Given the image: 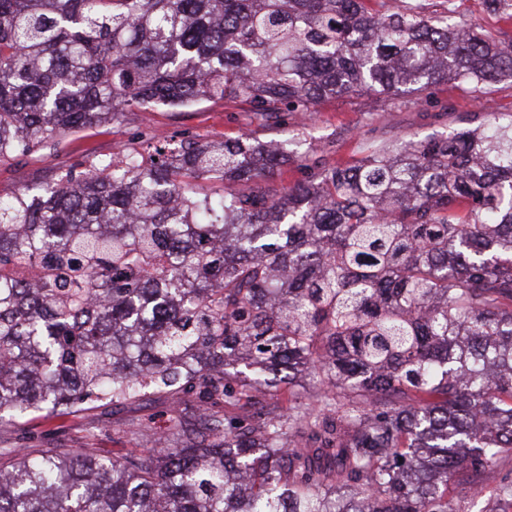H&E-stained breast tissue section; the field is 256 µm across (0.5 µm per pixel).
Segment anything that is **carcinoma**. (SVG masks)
Returning a JSON list of instances; mask_svg holds the SVG:
<instances>
[{"label": "carcinoma", "instance_id": "cac0c4a2", "mask_svg": "<svg viewBox=\"0 0 512 512\" xmlns=\"http://www.w3.org/2000/svg\"><path fill=\"white\" fill-rule=\"evenodd\" d=\"M372 2L0 0V162L155 106L512 77V40ZM284 159L167 143L0 199V420L196 400L121 458L7 450L0 512H458L448 482L512 455V120L293 187ZM423 448L431 492L406 476Z\"/></svg>", "mask_w": 512, "mask_h": 512}]
</instances>
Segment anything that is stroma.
<instances>
[{"label": "stroma", "mask_w": 512, "mask_h": 512, "mask_svg": "<svg viewBox=\"0 0 512 512\" xmlns=\"http://www.w3.org/2000/svg\"><path fill=\"white\" fill-rule=\"evenodd\" d=\"M491 117L512 119V77L478 92L445 83L413 95H343L321 100L312 111L284 112L266 122L233 105L203 101L189 108L160 106L129 113L112 125L81 130L57 154L34 153L0 162V195L52 181L58 171L122 150L145 155L163 141L190 138L206 143L243 132L283 145L301 136L302 146L280 176L284 185L292 186L311 180L320 167L352 164L372 147L445 135L464 122L477 125ZM175 412V406L157 394L71 415L47 418L37 412L17 423L0 421V448L16 447L25 439L33 448H89L119 456L145 447L150 435L169 427ZM510 474L512 457L487 475L481 493L452 485L448 496L464 512H490L494 507L507 512L512 505L500 499L498 489Z\"/></svg>", "instance_id": "35a3bbf8"}]
</instances>
